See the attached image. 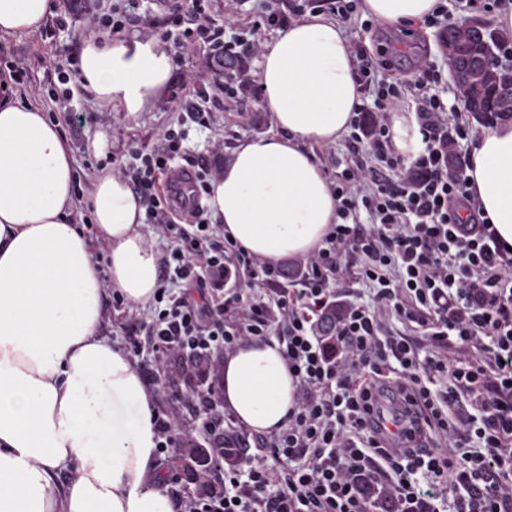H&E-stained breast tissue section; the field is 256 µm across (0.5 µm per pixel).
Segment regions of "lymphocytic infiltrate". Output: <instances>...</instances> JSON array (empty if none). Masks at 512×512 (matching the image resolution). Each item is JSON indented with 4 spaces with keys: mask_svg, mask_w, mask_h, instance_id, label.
<instances>
[{
    "mask_svg": "<svg viewBox=\"0 0 512 512\" xmlns=\"http://www.w3.org/2000/svg\"><path fill=\"white\" fill-rule=\"evenodd\" d=\"M208 2L166 0L176 60L201 48L231 62L260 52L242 34L221 43ZM85 22L114 36L154 18L139 0H119ZM349 52L363 102L332 184L341 222L303 258L296 288L203 208L191 223L175 222L161 181L171 161L194 168L201 196L220 176L184 150L182 130H163L153 149L130 150L115 168L146 223L174 235L159 262L161 303L130 330L127 353L135 361L151 349V384L206 417L208 461L197 475L206 490L177 495V512H512V248L469 188L471 123L465 108L431 93L438 76L425 64L391 81L390 35L373 51L351 40ZM402 110L414 112L422 135L413 158L391 140V115ZM452 147L465 152L454 169ZM362 209L371 224L351 222ZM233 274L247 275L246 288L225 289ZM174 278L183 292H170ZM353 279L366 283L371 303L354 301ZM336 305L343 312L321 335ZM269 338L297 380L296 405L277 433L236 425L221 384L187 392L165 370L179 358L217 371L225 353ZM154 426L159 460L176 470L194 432L161 408Z\"/></svg>",
    "mask_w": 512,
    "mask_h": 512,
    "instance_id": "lymphocytic-infiltrate-1",
    "label": "lymphocytic infiltrate"
}]
</instances>
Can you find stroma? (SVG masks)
<instances>
[{
	"mask_svg": "<svg viewBox=\"0 0 512 512\" xmlns=\"http://www.w3.org/2000/svg\"><path fill=\"white\" fill-rule=\"evenodd\" d=\"M112 0H53V11L66 15L65 25L46 21L45 25L32 34H14L0 36V72H7L12 61L19 57L43 55L45 62L35 68L20 84H12L11 89L17 97L26 103L38 107L53 121L62 126L73 156V168L77 174H85L88 168L102 170L110 167L113 160L121 158L128 148L152 147L157 134L168 125L176 123L182 116L181 101L183 92L179 76H172L167 97L150 112L135 116L115 112L108 123L88 124L74 129L68 126V113L72 110L82 112L98 111V104L83 90H74L67 101L57 102L51 97V85L55 81L54 68L59 59L77 60L82 41L89 34L83 18L86 11L94 5L109 6ZM268 0H209L211 19L222 26L224 39L250 28L258 20L264 4ZM448 9L453 12L458 23H471L487 27L494 37H512V30L500 28L496 22L502 11L512 10V0H482L480 7L463 9L458 0H448ZM233 18V25H226V18ZM414 34L399 37L396 46L404 63H411L416 58H423L428 64L445 68L438 40L439 29L415 24ZM183 69L199 72L202 76L200 86L207 90L210 97L217 99V107L211 110V122L201 128L190 125L186 146L196 155H210L212 143L216 137H223L224 151L219 157V164H226L232 156L236 144L243 139L275 132L276 127L272 113L260 106L262 91L260 87L243 90L237 97H225L223 90L215 85L216 61L209 56L193 54L186 56ZM107 133L110 141L107 156L98 157L88 151L87 145L98 132Z\"/></svg>",
	"mask_w": 512,
	"mask_h": 512,
	"instance_id": "35a3bbf8",
	"label": "stroma"
}]
</instances>
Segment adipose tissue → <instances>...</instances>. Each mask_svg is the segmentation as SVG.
<instances>
[{
  "label": "adipose tissue",
  "mask_w": 512,
  "mask_h": 512,
  "mask_svg": "<svg viewBox=\"0 0 512 512\" xmlns=\"http://www.w3.org/2000/svg\"><path fill=\"white\" fill-rule=\"evenodd\" d=\"M437 5L363 0L362 10L403 26ZM51 12V0H0V35L35 32ZM173 67L156 38L91 35L79 55L83 91L131 116L155 109ZM259 82L276 130L238 143L206 206L225 236L278 263L323 247L339 221L308 147L340 140L360 103L345 28L320 16L293 22L264 52ZM467 175L484 218L512 246V121L482 129ZM87 206L92 238L74 219L73 160L58 123L0 89V512H176L157 461L156 392L99 334L107 290L136 306L152 299L159 252L121 176L96 175ZM296 386L275 339L224 357V405L251 431L286 428Z\"/></svg>",
  "instance_id": "1"
}]
</instances>
